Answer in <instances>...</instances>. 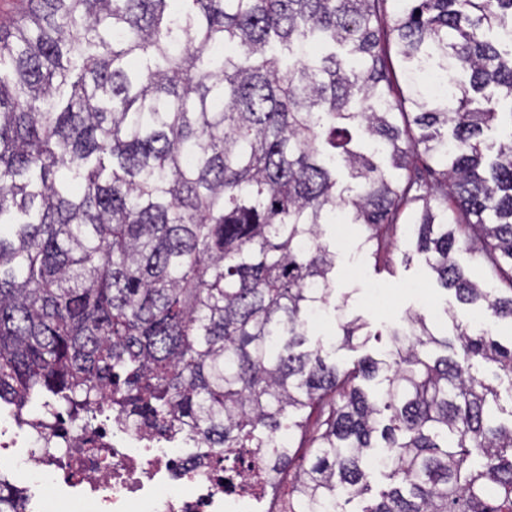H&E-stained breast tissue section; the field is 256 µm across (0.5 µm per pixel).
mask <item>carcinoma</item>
Wrapping results in <instances>:
<instances>
[{
  "instance_id": "carcinoma-1",
  "label": "carcinoma",
  "mask_w": 512,
  "mask_h": 512,
  "mask_svg": "<svg viewBox=\"0 0 512 512\" xmlns=\"http://www.w3.org/2000/svg\"><path fill=\"white\" fill-rule=\"evenodd\" d=\"M23 2L0 24V403L115 408L283 468L276 437H305L291 512L363 495L374 458L362 512H512V424L471 364L512 376V343L448 309L453 337L410 312L384 359L336 365L357 318L301 350L338 310V213L376 254L405 221L442 288L512 322V130L492 157L484 138L494 89L512 100V41L486 37L512 0ZM339 333L338 320L333 312L329 313L325 320L313 324L308 330L307 346H314L319 340L327 341L334 339ZM388 481L379 473H373L370 476V485L372 490L370 494L366 495L364 499L356 498L348 501L346 498H342L340 503V509L344 512H361L363 507H365L369 499L375 496L382 488L387 485Z\"/></svg>"
}]
</instances>
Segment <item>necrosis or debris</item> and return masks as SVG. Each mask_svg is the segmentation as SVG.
<instances>
[{
  "label": "necrosis or debris",
  "mask_w": 512,
  "mask_h": 512,
  "mask_svg": "<svg viewBox=\"0 0 512 512\" xmlns=\"http://www.w3.org/2000/svg\"><path fill=\"white\" fill-rule=\"evenodd\" d=\"M14 435L0 432V451L24 445L17 469L51 482L35 495L0 472V488L21 498L18 512H249L267 482L281 478L262 449L225 465L223 456L189 453L174 436L62 412L22 417Z\"/></svg>",
  "instance_id": "4bbe7bcc"
}]
</instances>
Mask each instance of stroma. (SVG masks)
<instances>
[{
  "label": "stroma",
  "mask_w": 512,
  "mask_h": 512,
  "mask_svg": "<svg viewBox=\"0 0 512 512\" xmlns=\"http://www.w3.org/2000/svg\"><path fill=\"white\" fill-rule=\"evenodd\" d=\"M326 240L336 243V299L345 302L348 317L365 322L369 342L360 348H343L336 352V362L349 368L363 356L381 357L388 348L387 331L405 324L409 311L425 314L440 328H447V310H454L459 321L484 323L502 343L512 342V323L487 321L483 312L458 304L452 291L444 290L417 253L413 238L396 230L390 251L374 258L365 253L360 242L362 229L348 225L344 239H337L336 227L324 225Z\"/></svg>",
  "instance_id": "obj_1"
}]
</instances>
